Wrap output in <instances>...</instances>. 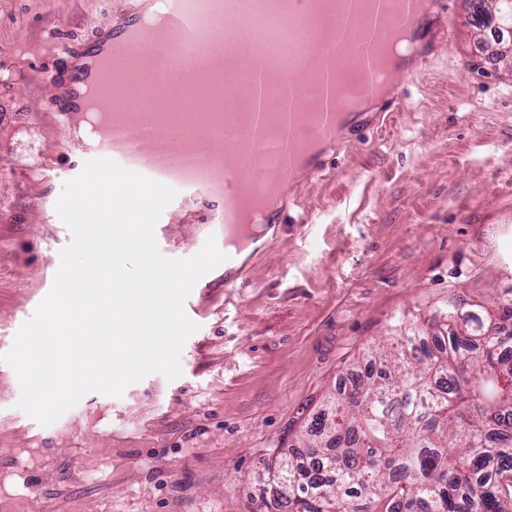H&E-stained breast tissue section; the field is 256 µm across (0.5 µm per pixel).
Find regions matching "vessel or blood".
Masks as SVG:
<instances>
[{
	"instance_id": "vessel-or-blood-1",
	"label": "vessel or blood",
	"mask_w": 512,
	"mask_h": 512,
	"mask_svg": "<svg viewBox=\"0 0 512 512\" xmlns=\"http://www.w3.org/2000/svg\"><path fill=\"white\" fill-rule=\"evenodd\" d=\"M172 47L165 56L147 42L128 43L125 32L113 43L127 45L126 88L116 95L110 71L52 70L53 94L45 111L69 118L77 104L71 88L94 80L96 108L122 118L125 144L108 147L91 137L63 141L74 151L72 176L86 160L109 158L147 179L176 185L172 209L192 201H215L212 223L225 238L242 224L243 201L267 186L279 185L298 169L316 175L321 155L296 138L297 129L321 144L336 141L341 108L338 75L355 69L369 74L379 59L385 33L394 26L416 29L420 0H396L387 13L384 0H335V36L322 40L320 0H172ZM223 43L234 64L220 76L186 67L184 60ZM330 94L332 109H310L309 91ZM280 145L268 164L257 145ZM218 241V249L227 243Z\"/></svg>"
}]
</instances>
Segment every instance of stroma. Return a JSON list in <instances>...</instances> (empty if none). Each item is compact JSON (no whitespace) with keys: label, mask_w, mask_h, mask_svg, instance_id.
I'll return each instance as SVG.
<instances>
[{"label":"stroma","mask_w":512,"mask_h":512,"mask_svg":"<svg viewBox=\"0 0 512 512\" xmlns=\"http://www.w3.org/2000/svg\"><path fill=\"white\" fill-rule=\"evenodd\" d=\"M140 0H0V355L35 313L66 231L34 207L67 157L49 70L67 44L132 21ZM416 71L380 123H345L298 204L224 290L216 267L193 289L198 329L182 374L122 394H86L55 423L18 408L0 362V512H256L255 483L291 454L339 380L386 344L398 321L427 328L455 301L512 297V36L475 29L466 0L428 10ZM194 205L168 225L185 257L205 245Z\"/></svg>","instance_id":"35a3bbf8"}]
</instances>
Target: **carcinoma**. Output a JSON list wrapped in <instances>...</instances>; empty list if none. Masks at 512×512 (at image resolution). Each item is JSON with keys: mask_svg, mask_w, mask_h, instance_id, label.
I'll return each instance as SVG.
<instances>
[{"mask_svg": "<svg viewBox=\"0 0 512 512\" xmlns=\"http://www.w3.org/2000/svg\"><path fill=\"white\" fill-rule=\"evenodd\" d=\"M402 324L268 464L266 512H512V300Z\"/></svg>", "mask_w": 512, "mask_h": 512, "instance_id": "carcinoma-1", "label": "carcinoma"}]
</instances>
